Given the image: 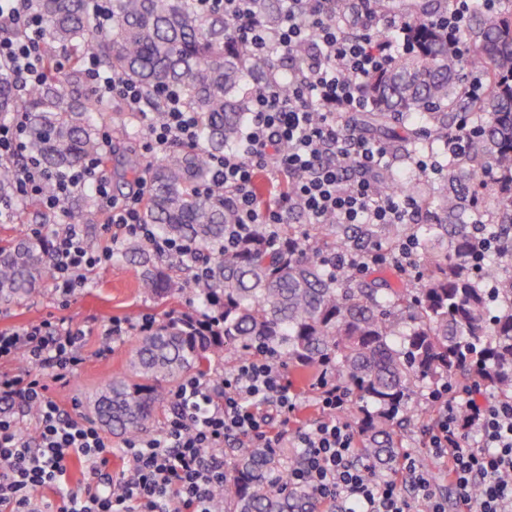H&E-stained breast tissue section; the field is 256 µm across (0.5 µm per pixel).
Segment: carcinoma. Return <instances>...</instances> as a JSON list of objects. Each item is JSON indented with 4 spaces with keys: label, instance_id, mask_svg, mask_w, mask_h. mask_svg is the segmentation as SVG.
<instances>
[{
    "label": "carcinoma",
    "instance_id": "obj_1",
    "mask_svg": "<svg viewBox=\"0 0 512 512\" xmlns=\"http://www.w3.org/2000/svg\"><path fill=\"white\" fill-rule=\"evenodd\" d=\"M496 12H481L463 29L459 49L436 26L448 0H425L404 18L409 41L390 63L361 80L368 109L362 122L385 132L390 120L410 117L419 127L404 131L411 152L448 142L472 116L469 147L461 168L469 177L495 174L498 186L490 224L498 257L512 261V0ZM46 28L48 50L42 76L17 88L0 66V118L22 113L29 153L54 172L102 154L107 107L89 92L83 60L92 54L107 74L139 85L145 105L162 117L165 97L177 94L202 118L199 150H175L157 159L135 152L122 160L126 173L147 178L142 221L158 238L194 245L185 255L160 256L148 245L124 248L140 268L139 288L158 302L178 299L192 287L198 308L168 311L137 335L127 369L115 373L89 401V415L112 433L137 438L168 410L170 388L189 375L219 381L224 349L262 354L302 372L327 371L362 403L351 412L363 437L361 452L391 463L399 421L424 391L476 379L499 398L512 399V275L489 258L473 257L478 239L462 222L469 186L438 195L430 224H339L342 236L299 239L293 227L278 229L271 246L258 226L245 242L224 249L233 216L224 193L206 191L212 156L235 152L252 116L249 84L263 81L273 60L255 54L233 36L236 23L224 11L201 10L198 0H112L99 22L91 0H28ZM255 11L270 28L283 23L282 0H256ZM68 54L62 69L60 53ZM478 67L486 94L467 93L463 73ZM21 161L0 162V199L14 192L13 170ZM383 194H413L414 185L382 180ZM73 224L92 223L90 197L67 204ZM425 259L417 279L383 288L367 276L330 271L336 252L361 251L376 240L395 249L406 235ZM50 239L23 224L0 240V303L28 297L51 275ZM294 461L268 448H237L219 512H311L310 500L288 487Z\"/></svg>",
    "mask_w": 512,
    "mask_h": 512
}]
</instances>
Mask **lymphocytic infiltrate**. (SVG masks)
Instances as JSON below:
<instances>
[{
    "label": "lymphocytic infiltrate",
    "mask_w": 512,
    "mask_h": 512,
    "mask_svg": "<svg viewBox=\"0 0 512 512\" xmlns=\"http://www.w3.org/2000/svg\"><path fill=\"white\" fill-rule=\"evenodd\" d=\"M200 7L234 17L238 35L255 53L279 49L292 61L287 89L274 79L255 88L243 151L211 159L208 186L223 191L234 213L233 234L259 225L275 230L295 212L312 224L331 218L342 224L410 223L416 199L384 196L376 188L378 175L389 170L386 148L345 134L342 125L346 113L364 106L359 78L383 66L387 50L371 47L369 32L352 33L349 14L337 11L336 0H288L287 22L273 29L256 17L253 0H201ZM44 52V26L28 12L26 0H0V61L27 85L40 79ZM85 68L97 97L140 112L137 84L117 73L105 75L91 56ZM200 128L198 114L173 96L161 120L145 117L142 137L157 158L198 148ZM261 172L280 185L275 198L256 191ZM14 185L11 199L0 201L1 224L15 223L18 201L30 198L59 219L50 263L61 296L83 290L88 272L112 258L111 248L90 246L80 225L67 221L66 204L76 195L92 192L107 226L151 244L160 255L190 249L185 242L155 239L143 224L144 190L113 198L98 158L55 174L32 162L16 169ZM417 263L415 242L407 237L392 251L337 253L332 269L387 265L404 273ZM84 336L51 315L0 329V512H216L227 445L273 449L287 442L298 450L288 480L308 494L314 512H448L409 450H402L392 477L361 455L340 388L318 384L320 416L292 426L304 394L283 363L264 355L240 358L225 371L219 393L187 377L173 393L159 432L113 446L98 426L64 413L51 396L52 384L68 382L83 364ZM21 358L29 360L30 370H11ZM427 399L435 418L424 446L446 469L458 512H512V401L493 400L477 384L443 388ZM30 413L36 421L29 438L20 424ZM116 454L130 461L117 484L107 471ZM75 458L84 463L77 490L69 480Z\"/></svg>",
    "instance_id": "lymphocytic-infiltrate-1"
}]
</instances>
